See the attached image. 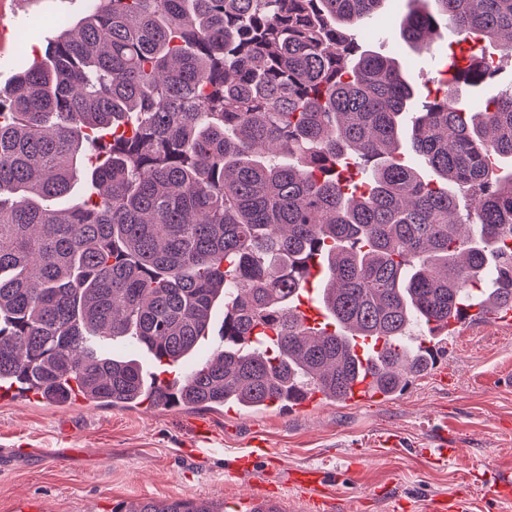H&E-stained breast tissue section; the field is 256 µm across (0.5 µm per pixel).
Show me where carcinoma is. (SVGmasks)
Instances as JSON below:
<instances>
[{"label": "carcinoma", "instance_id": "obj_1", "mask_svg": "<svg viewBox=\"0 0 512 512\" xmlns=\"http://www.w3.org/2000/svg\"><path fill=\"white\" fill-rule=\"evenodd\" d=\"M385 3L91 0L58 22L0 87V384L59 405L261 410L345 401L369 373L387 397L433 364L412 328L512 312V89L462 100L457 83L494 72L453 52L454 83L417 109L397 60L350 37L375 35ZM441 22L512 54V0H406L400 37L429 49ZM81 179L89 198L59 207ZM315 257L318 328L297 314ZM220 303L224 347L173 380L96 346L178 367Z\"/></svg>", "mask_w": 512, "mask_h": 512}]
</instances>
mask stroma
Listing matches in <instances>:
<instances>
[{
  "mask_svg": "<svg viewBox=\"0 0 512 512\" xmlns=\"http://www.w3.org/2000/svg\"><path fill=\"white\" fill-rule=\"evenodd\" d=\"M90 0H0V86L33 63L57 34V19L76 20ZM41 27L20 47L16 31ZM383 39L355 32L361 50L397 58L420 101L445 65L458 36L446 28L429 50L402 42L395 25ZM460 350L448 359L446 379L427 373L402 392L371 402L320 400L290 412L224 408L209 412L216 453L188 457L197 411L133 409L81 404L58 406L43 398L0 401V512L33 505L39 512H112L115 503L205 497L232 501L250 487L272 482L279 512H306L304 493L292 472L324 470V512H389L394 499L407 512H434L437 501L464 492L470 512H506L507 502L475 483L478 472L512 482V324L480 322L458 331ZM465 448L452 465L418 457L435 425ZM393 432L402 445L385 449L379 436ZM261 437L274 448L273 471L258 467L242 477H225L229 460Z\"/></svg>",
  "mask_w": 512,
  "mask_h": 512,
  "instance_id": "35a3bbf8",
  "label": "stroma"
}]
</instances>
